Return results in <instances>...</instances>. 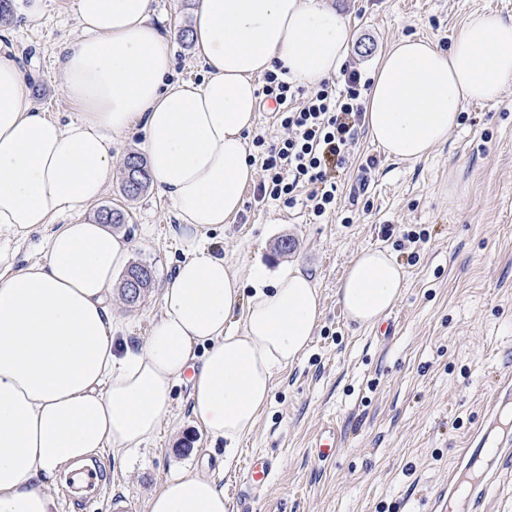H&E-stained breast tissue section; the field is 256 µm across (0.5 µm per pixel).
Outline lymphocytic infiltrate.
<instances>
[{
  "instance_id": "obj_1",
  "label": "lymphocytic infiltrate",
  "mask_w": 512,
  "mask_h": 512,
  "mask_svg": "<svg viewBox=\"0 0 512 512\" xmlns=\"http://www.w3.org/2000/svg\"><path fill=\"white\" fill-rule=\"evenodd\" d=\"M342 84L322 82L310 96L288 81L285 70L266 72L262 94L271 101L287 135L266 145L263 136L253 143L260 150L264 177L257 187L258 201L295 205L297 189H307L315 218L336 208V172L349 160L362 121L361 98L371 81L354 66L342 70Z\"/></svg>"
}]
</instances>
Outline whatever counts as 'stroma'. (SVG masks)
I'll return each instance as SVG.
<instances>
[{
  "mask_svg": "<svg viewBox=\"0 0 512 512\" xmlns=\"http://www.w3.org/2000/svg\"><path fill=\"white\" fill-rule=\"evenodd\" d=\"M71 2L44 0L39 19L17 12L0 24V46L25 69L33 105L63 119V48L79 32ZM326 2L347 24V63L367 77L401 37L425 38L445 51L472 13L512 19V0ZM152 8L153 23L172 42L170 80L202 82L205 65L191 42L176 37L192 23L194 0H153ZM143 136L135 128L113 142L112 179L98 205L80 215L89 220L99 206L121 203L133 216L119 233L134 262L153 270L136 303L114 297L119 333L133 345L160 317L163 288L182 258L169 231L175 218L168 200L153 188L128 202L120 194L124 161ZM370 156L378 164L361 174ZM336 181V211L319 220L301 204L258 202L248 185L241 212L209 234L233 270L295 264L320 293L313 340L276 373L253 431L226 454V441L192 416L188 383L177 384L156 439L127 461L105 456L111 480L96 512H108L116 495L147 512L167 477L195 466L223 488L227 512H237L245 461L256 453L275 458L278 468L253 512H431V490L447 482L480 427L498 377L512 374V84L497 102L469 105L447 142L416 163L387 157L360 131ZM411 228L425 231L426 243L404 244ZM284 238L292 247L282 253ZM372 247L393 253L406 272L388 313L395 329L385 337L349 320L337 295L356 254ZM326 420L335 421L340 448L322 462L310 441Z\"/></svg>",
  "mask_w": 512,
  "mask_h": 512,
  "instance_id": "stroma-1",
  "label": "stroma"
}]
</instances>
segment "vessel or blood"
<instances>
[{
  "label": "vessel or blood",
  "instance_id": "1",
  "mask_svg": "<svg viewBox=\"0 0 512 512\" xmlns=\"http://www.w3.org/2000/svg\"><path fill=\"white\" fill-rule=\"evenodd\" d=\"M508 403H512L511 376L502 381L483 423L449 471L447 484L432 491V512H447L449 499L463 482L470 483L471 490L459 504L457 512H486V505L495 493L496 481L503 463L512 460V432H501L497 429L500 409ZM276 469V462L270 458L259 454L250 457L245 489L239 499L240 512H252L251 500L259 497ZM75 479L85 493L78 497H67V508L69 512H91L106 483L105 469L101 461L95 459L83 465L76 472Z\"/></svg>",
  "mask_w": 512,
  "mask_h": 512
}]
</instances>
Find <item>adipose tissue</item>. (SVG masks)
<instances>
[{
	"label": "adipose tissue",
	"mask_w": 512,
	"mask_h": 512,
	"mask_svg": "<svg viewBox=\"0 0 512 512\" xmlns=\"http://www.w3.org/2000/svg\"><path fill=\"white\" fill-rule=\"evenodd\" d=\"M152 0H73L80 32L62 60L68 121L34 107L24 71L0 50V512H57L61 471L110 452L121 459L158 434L180 381L192 416L236 444L270 400L276 371L308 348L320 296L301 269L252 266L240 277L208 235L242 210L255 168V80L274 68L316 88L340 71L344 19L324 0H197L190 36L209 76L169 82L172 52L149 20ZM512 84V19L470 16L449 50L405 37L377 61L365 103L371 140L418 162L447 142L466 107ZM142 128L150 178L171 204L184 255L143 344L112 334L116 275L130 249L109 225H55L87 208L112 177V143ZM52 225L41 259L12 269L7 237ZM404 268L361 250L338 295L349 318L377 325ZM242 315L234 328V315ZM206 346L196 358L197 346ZM147 512H227L209 475L166 479Z\"/></svg>",
	"instance_id": "1"
}]
</instances>
